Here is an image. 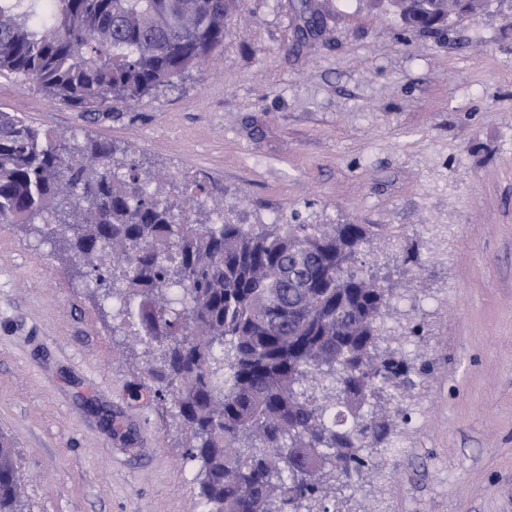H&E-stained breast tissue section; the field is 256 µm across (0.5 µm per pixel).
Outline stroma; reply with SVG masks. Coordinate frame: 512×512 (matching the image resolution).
<instances>
[{
  "label": "stroma",
  "instance_id": "obj_1",
  "mask_svg": "<svg viewBox=\"0 0 512 512\" xmlns=\"http://www.w3.org/2000/svg\"><path fill=\"white\" fill-rule=\"evenodd\" d=\"M0 110L207 175L243 224L382 226L364 259L396 273L383 325L410 334L416 386L396 448L336 502L512 512L511 5L432 37L371 0H235L209 64L135 106L93 120L4 75ZM128 333L49 242L0 224V434L29 512H195L172 409Z\"/></svg>",
  "mask_w": 512,
  "mask_h": 512
}]
</instances>
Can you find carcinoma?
<instances>
[{
    "instance_id": "obj_1",
    "label": "carcinoma",
    "mask_w": 512,
    "mask_h": 512,
    "mask_svg": "<svg viewBox=\"0 0 512 512\" xmlns=\"http://www.w3.org/2000/svg\"><path fill=\"white\" fill-rule=\"evenodd\" d=\"M234 0H0V76L77 112L117 111L205 65ZM444 35L449 0H387ZM106 139L63 138L0 111V223L43 224L58 255L143 347L169 400L204 512H330L377 469L412 367L381 321L393 283L364 270L376 224H193L165 174ZM0 512H26L0 436Z\"/></svg>"
}]
</instances>
